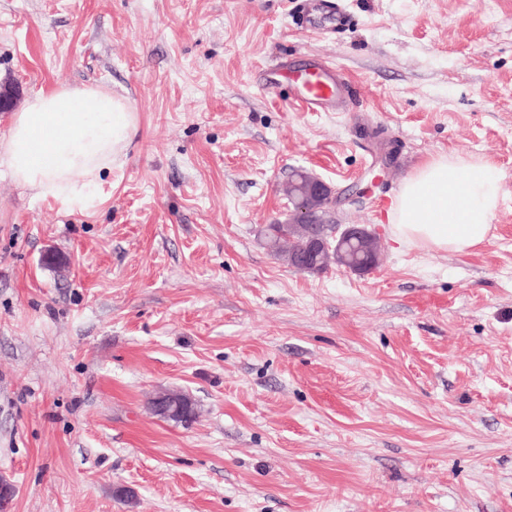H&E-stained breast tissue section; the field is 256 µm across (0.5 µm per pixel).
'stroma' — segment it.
<instances>
[{
  "instance_id": "35a3bbf8",
  "label": "stroma",
  "mask_w": 512,
  "mask_h": 512,
  "mask_svg": "<svg viewBox=\"0 0 512 512\" xmlns=\"http://www.w3.org/2000/svg\"><path fill=\"white\" fill-rule=\"evenodd\" d=\"M0 0L13 112L93 86L139 114L98 203L0 163V478L10 512H512V0ZM336 66L301 112L279 64ZM397 145L389 167L380 140ZM493 162L487 242L402 246L387 210L423 160ZM306 168L377 268L288 267L264 244ZM175 389L184 425L153 416ZM334 70L337 72V68L320 61L297 84L295 102L303 112H330L340 103L338 92L343 85L334 76ZM192 410V421L196 418L197 410L192 400L180 391H165L156 396L150 404L151 412L162 419H179L188 423Z\"/></svg>"
}]
</instances>
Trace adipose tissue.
Returning a JSON list of instances; mask_svg holds the SVG:
<instances>
[{
	"label": "adipose tissue",
	"instance_id": "1",
	"mask_svg": "<svg viewBox=\"0 0 512 512\" xmlns=\"http://www.w3.org/2000/svg\"><path fill=\"white\" fill-rule=\"evenodd\" d=\"M138 129L126 99L96 87L63 86L31 97L0 134V161L12 178L69 210L96 200L95 188ZM492 163L462 155L422 161L388 212L403 246L463 253L484 244L501 194Z\"/></svg>",
	"mask_w": 512,
	"mask_h": 512
}]
</instances>
